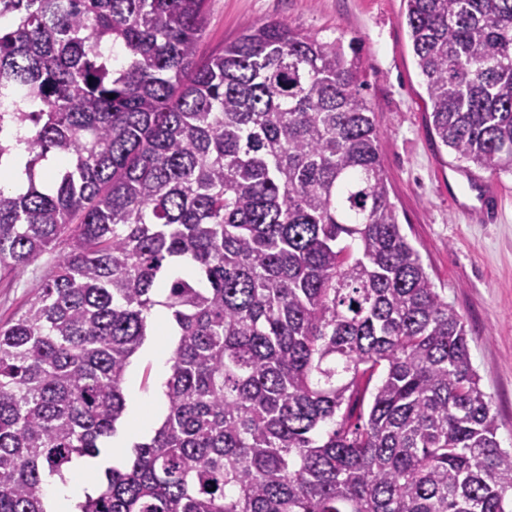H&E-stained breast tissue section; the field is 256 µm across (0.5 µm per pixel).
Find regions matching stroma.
Instances as JSON below:
<instances>
[{
    "instance_id": "obj_1",
    "label": "stroma",
    "mask_w": 512,
    "mask_h": 512,
    "mask_svg": "<svg viewBox=\"0 0 512 512\" xmlns=\"http://www.w3.org/2000/svg\"><path fill=\"white\" fill-rule=\"evenodd\" d=\"M404 13V0H207L197 58L220 54L249 25L276 20L355 43L402 231L463 317L472 364L498 415L497 439L512 448V174L474 172L503 190L494 223H469L449 205L448 169L456 161L431 130ZM55 260L46 252L23 272L0 274V323L35 297Z\"/></svg>"
}]
</instances>
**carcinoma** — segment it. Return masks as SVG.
<instances>
[{
	"label": "carcinoma",
	"mask_w": 512,
	"mask_h": 512,
	"mask_svg": "<svg viewBox=\"0 0 512 512\" xmlns=\"http://www.w3.org/2000/svg\"><path fill=\"white\" fill-rule=\"evenodd\" d=\"M431 125L512 173V0H406ZM204 0H0V512L103 459L168 311V411L81 512H512L461 315L401 231L357 51L282 21L196 61ZM61 167L44 184L45 162ZM367 406V412L357 408ZM27 155L23 148H20L2 165H0V180L1 184L14 183L17 187L21 188L26 184V175L24 174ZM55 252L41 254L21 273L2 271L0 276V323L10 320L35 297L53 268Z\"/></svg>",
	"instance_id": "obj_1"
}]
</instances>
